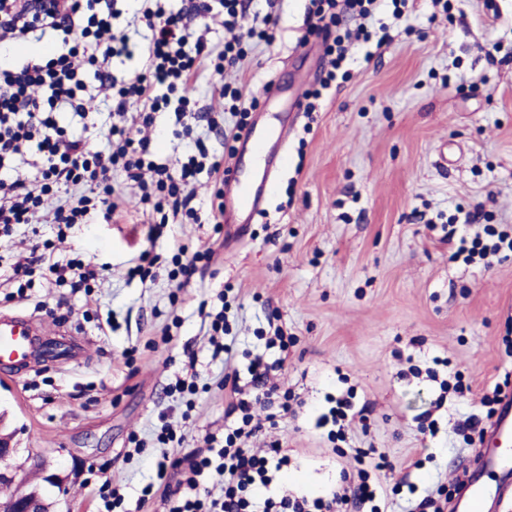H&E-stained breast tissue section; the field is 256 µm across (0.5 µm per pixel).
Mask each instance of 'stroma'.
Returning <instances> with one entry per match:
<instances>
[{
	"label": "stroma",
	"instance_id": "1",
	"mask_svg": "<svg viewBox=\"0 0 512 512\" xmlns=\"http://www.w3.org/2000/svg\"><path fill=\"white\" fill-rule=\"evenodd\" d=\"M309 6L283 0L273 46L254 44L241 70L224 75L280 86L258 97L251 116L284 128L288 147L266 211L243 238L225 246L203 218L149 239L146 208L130 194L119 223L95 215L56 243L58 257L103 267L91 294L39 279L18 300L0 276V313L40 319L49 339L64 321L74 331L75 361L0 378L18 475L38 477L55 512H102L106 480L133 512L161 459L181 479L190 452L224 433L225 373L257 355L281 361L274 382L295 397L274 431L288 457L279 487L325 495L341 471L357 470L354 449L373 448L391 464L379 474L381 512H411L452 491L479 440L463 423L485 418L482 399L494 388L512 392V257L455 255L461 238L484 227L512 236V0H449L438 19L432 0H407L398 20L384 0L369 26L387 27L390 41L370 58L351 47L349 79L324 91L315 111L293 112L295 89L317 88L330 68L321 39L305 36ZM491 42L500 49L490 57ZM85 84L87 118L66 112L60 122L69 137L96 142L112 100L94 74ZM174 121L172 109L155 114L163 162L186 153ZM469 211L476 223H463ZM182 247L212 255L180 289L170 270ZM146 250L156 258L151 278L128 279ZM219 310L228 356L209 342V315ZM274 324L295 336L288 351L267 348L262 334ZM457 374L465 393L442 392ZM192 375L206 391L185 441L161 445L159 412L184 409L167 389ZM349 392L364 413L345 429L344 454L315 423L329 398Z\"/></svg>",
	"mask_w": 512,
	"mask_h": 512
}]
</instances>
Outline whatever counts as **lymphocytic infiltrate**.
I'll return each instance as SVG.
<instances>
[{
	"label": "lymphocytic infiltrate",
	"mask_w": 512,
	"mask_h": 512,
	"mask_svg": "<svg viewBox=\"0 0 512 512\" xmlns=\"http://www.w3.org/2000/svg\"><path fill=\"white\" fill-rule=\"evenodd\" d=\"M143 17L152 32L147 47V72L125 81L112 73L114 58H133L135 47L119 30L116 0H50L48 8L31 12L28 0H0V44L18 43L52 31L72 39L66 52L48 60L19 59L0 65V238L11 239L18 225L29 223L32 214L44 209L60 189L84 187V194L58 203L50 223L58 237H65L73 225L86 223L97 213L105 221H119L122 213L116 201L112 174L124 172L136 188L141 204L152 205L159 218L150 224L149 237L160 236L169 220L197 218L195 194L191 185L200 171L213 180V216L224 214V157L248 125L257 99L242 85L221 84L218 92L230 123L210 120V127L221 130L220 148L209 147L193 138L199 119L192 91L204 77L223 75L240 67L251 44H273L277 19L273 13L246 16L241 0H223L224 26L240 29L241 34L225 42L216 55L206 53L203 39H191L184 16L166 9L163 0H148ZM380 0H310L308 31L326 38L331 68L318 89L308 91L306 111H315V101L332 83L346 78L344 63L347 46L357 41L371 42L373 33L366 25ZM357 17L355 29L333 34L340 23V12ZM84 57L93 67L100 88L112 96V121L103 132L104 149L92 148L80 139L69 138L58 116L72 112L86 117L81 99L83 75L75 66ZM177 101L176 118L180 134L192 138L193 146L185 161L159 163L145 128L154 123V114ZM142 111H135V104ZM54 276L65 285L67 272L78 277V287L89 289L101 276L100 270L79 260L60 264L51 248L38 258L22 257L11 266V281L19 289L32 285L35 270ZM271 366L255 357L248 371L251 390H243L238 372L225 374L224 385L231 401L228 413L233 423L223 437H209L205 452L196 454L189 473L176 485H169L166 464H158L157 480L170 502V512H346L348 504L362 505L381 497L383 487L367 469L356 475L341 474L331 493L308 499L273 490L275 474L284 463L279 441H270L264 454H257L249 443L263 428H276V415L257 420L253 410L271 394ZM157 483V484H158Z\"/></svg>",
	"instance_id": "obj_1"
}]
</instances>
